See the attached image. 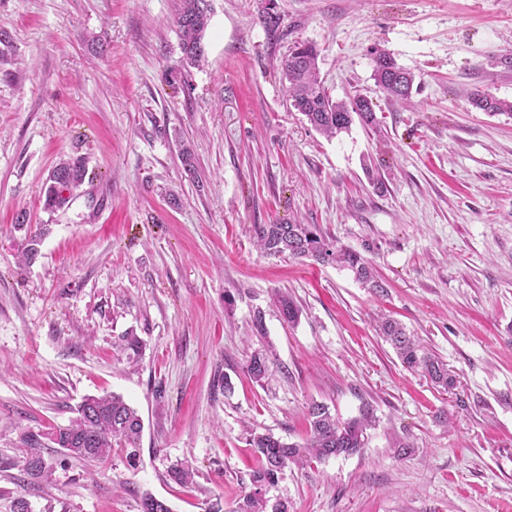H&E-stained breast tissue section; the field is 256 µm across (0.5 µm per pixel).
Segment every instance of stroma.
Here are the masks:
<instances>
[{
    "mask_svg": "<svg viewBox=\"0 0 512 512\" xmlns=\"http://www.w3.org/2000/svg\"><path fill=\"white\" fill-rule=\"evenodd\" d=\"M276 3L271 40L265 0H212L206 61L186 68L180 0H0V512L21 435L112 393L143 420L137 470L70 462L28 490L34 512H139L146 492L233 512L248 430L303 442L314 403L344 421L371 406L376 425L361 453L287 468L270 496L288 512H512V115L469 99H512L497 62L512 0ZM297 41L317 45L333 99L371 98L376 127L329 139L290 108L278 62ZM379 49L414 72L411 104L376 87ZM76 157L84 181L44 209L52 168ZM22 210L42 233L28 265ZM294 221L368 258L384 292L260 253L254 225ZM382 314L447 363L452 391L401 365ZM256 350L274 363L264 387L245 373ZM184 460L186 488L167 477ZM471 104L484 112L491 114H512V100L499 98L489 91L475 90L470 98Z\"/></svg>",
    "mask_w": 512,
    "mask_h": 512,
    "instance_id": "stroma-1",
    "label": "stroma"
}]
</instances>
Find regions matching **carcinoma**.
<instances>
[{
  "label": "carcinoma",
  "mask_w": 512,
  "mask_h": 512,
  "mask_svg": "<svg viewBox=\"0 0 512 512\" xmlns=\"http://www.w3.org/2000/svg\"><path fill=\"white\" fill-rule=\"evenodd\" d=\"M212 14L211 0H180L177 24L182 34L181 51L188 66H198L205 56L204 34ZM260 22L270 39L281 36V17L274 7H264ZM374 79L379 90L390 101L405 102L412 97L415 75L400 67L386 52L372 59ZM290 106L302 114L307 122L326 137H334L348 130L354 122L364 127L376 125V115L370 99L355 95L347 101L332 99L320 78L318 50L314 43L298 41L280 61ZM471 104L491 114H512V100L499 98L488 91L475 90ZM82 160H64L51 171L44 191L43 205L52 210L68 201V195L85 178ZM254 239L257 246L270 256L309 258L319 264L335 263L352 271L355 279L366 288L384 289L370 260L359 252L329 241L316 224H256ZM41 234L25 237L21 257L30 262L38 255ZM276 304L290 323L298 321L301 311L293 300L280 295ZM380 331L392 346L403 367L428 377L437 387L448 391L456 387V377L439 357L426 351L415 337L409 335L398 321L382 320ZM246 373L262 386L272 375V362L260 352L250 356ZM77 416L70 424L57 426L46 433L47 442L39 436L26 434L14 463L19 475L14 480L16 490L10 492V512H17L16 504L22 491L52 479L54 471L42 468L43 462L62 454L79 461L104 463L120 451L128 466L135 467L140 449L137 443L143 431L137 410L122 396L87 397L76 409ZM308 438L302 444L287 443L271 433L250 432L248 442L258 458V465L250 474V484L244 489L235 512H288V506L278 501L270 503L268 494L275 487L285 468L290 464L321 461L330 457L350 456L366 447L367 430L372 427L373 411L365 408L360 416L340 421L329 408L320 403L311 404L306 412ZM169 480L178 485L193 483L195 470L187 463L172 465L167 471ZM140 512H172L169 504L150 494L139 501Z\"/></svg>",
  "instance_id": "1"
}]
</instances>
